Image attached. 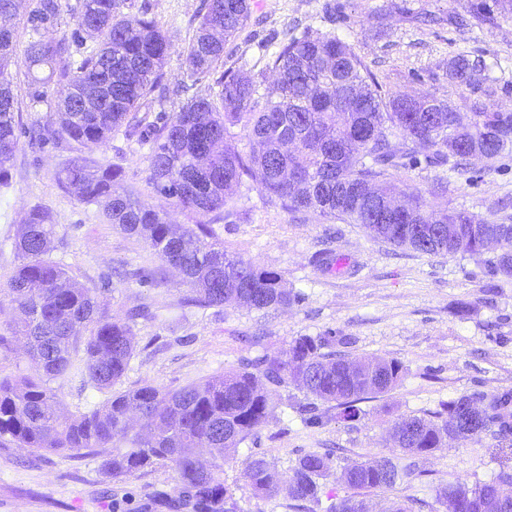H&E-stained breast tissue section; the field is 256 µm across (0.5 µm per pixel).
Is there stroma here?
Wrapping results in <instances>:
<instances>
[{
  "label": "stroma",
  "instance_id": "35a3bbf8",
  "mask_svg": "<svg viewBox=\"0 0 512 512\" xmlns=\"http://www.w3.org/2000/svg\"><path fill=\"white\" fill-rule=\"evenodd\" d=\"M132 12L147 11L169 36L172 49L161 90L144 111L149 116L178 111L188 96H207L222 75L213 70L192 81L184 50L205 12L204 0H126ZM472 0H252V19L232 43L234 67L257 74L286 36L306 31L338 36L351 45L390 92L418 96L433 93L448 99L458 112H469L484 99L512 112V16L499 15L495 26L470 18ZM32 0H21L11 25L15 56L8 77L18 100L22 127L46 123L63 93L45 71L29 75L24 49L34 32L27 23ZM458 54L485 64L474 86L448 78V62ZM493 96H484L486 88ZM149 146L116 132L91 156L118 164V188L133 191L148 208L163 210L174 224L193 218L158 194L149 182ZM69 146L47 139L32 149L20 138L11 179L0 186V284L17 261L14 241L33 207L46 210L56 226L53 261L76 281L98 289L108 314L126 320L130 310L145 307L149 318L132 325L134 354L118 390L151 384L165 391L238 368L242 359L275 355L298 336L327 332L346 337L345 354L400 361L406 371L390 392L360 403L352 422L337 419L335 404L316 402L295 384L277 388V410L257 441H245L224 465L239 512H310V504L280 495L254 493L245 460L262 453L277 472L291 471L309 452L329 454L332 470L355 460L387 457L398 465L410 458L391 438L401 415L422 416L439 410L442 401L463 394L512 390V284L487 287L482 264L463 255L421 254L370 236L348 224L313 211L291 214L264 205L257 188L242 190L244 216L236 223L218 220L210 227L228 250L281 273L298 299L276 311L227 304L209 309L182 306L190 288L176 272L156 286L141 283L142 274L162 261L141 238L107 223L99 208L63 191L55 173L70 157ZM448 191L440 202L495 223L512 224V154L495 168L471 160L465 173L450 168H417L398 173L394 186L407 194H429L438 182ZM338 255L327 270L315 265L322 248ZM20 314L0 304V376L33 373L23 356L24 340L10 326ZM315 405L321 424L304 423L299 410ZM512 466V449L489 434L448 441L423 462L425 471L388 490L366 496L373 512H387L394 501L422 502V512H445L436 503L442 484L492 481L502 465ZM174 472L157 465L115 480L96 455L65 457L0 447V512H155L154 491L170 488Z\"/></svg>",
  "mask_w": 512,
  "mask_h": 512
}]
</instances>
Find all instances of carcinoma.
I'll return each mask as SVG.
<instances>
[{"label": "carcinoma", "instance_id": "cac0c4a2", "mask_svg": "<svg viewBox=\"0 0 512 512\" xmlns=\"http://www.w3.org/2000/svg\"><path fill=\"white\" fill-rule=\"evenodd\" d=\"M123 3L79 0L73 41L42 35L27 44L24 62L28 70L46 68L47 79L67 85V95L53 107L52 134L74 155L59 169L58 184L98 205L108 223L144 239L178 271L192 287L185 305L233 302L276 310L297 295L278 271L226 250L209 225L179 227L168 222L166 212L140 205L134 194L116 192L122 169L101 165L84 151L101 146L123 126L150 144L153 188L190 214L239 218L235 195L249 179L267 204L361 224L398 248L480 257L496 243L501 252L485 261L487 275L512 279V224L490 223L420 195L403 200L390 184L401 171L459 167L473 156L489 163L512 153V112L476 102L464 119L435 94H387L348 43L307 32L287 40L269 58L273 81L265 91L252 76L230 66L212 94L188 99L171 115L158 113L141 130L137 111L161 87L171 44L147 13L125 14ZM61 8V0H35L27 23L36 32H48ZM250 19V0H207L186 50L190 75L204 77L231 57L226 47ZM215 27L223 31L224 42L209 39ZM14 43L13 29L0 30L1 186L9 183L19 144L17 99L4 76ZM448 67L457 85L471 86L484 65L459 54ZM239 125L247 131L244 144L234 132ZM420 224H449L451 233L425 241L418 236ZM54 236L48 212L32 209L15 242L19 263L0 289L24 315L12 331L26 336L27 354L38 365L34 376L0 378L1 447L102 453L103 466L115 479L166 463L177 481L154 492L155 507L237 512L222 454L258 438L274 413L272 389L292 381L315 398L336 403L340 418L353 420L357 404L391 391L404 376L395 359H347L334 350L346 338L328 332L299 336L278 355L246 358L237 370L178 390L143 384L114 392L134 351L131 326L101 308L99 289L80 284L49 258ZM78 372L111 396L88 412L65 414L54 383ZM486 431L512 441L511 390L460 395L428 418L402 415L393 426L399 447L423 459L450 437L465 441ZM202 448L218 451L221 458H203ZM246 473L258 494L284 491L293 501L319 506L329 458L306 453L291 475L280 478L255 453L246 460ZM413 473L414 468L386 458L353 461L336 475L353 494L324 512H356L365 504L362 492L391 488ZM504 482L512 483V469L473 487L450 482L439 489L437 501L453 504V512H512V501L497 495L496 486Z\"/></svg>", "mask_w": 512, "mask_h": 512}]
</instances>
